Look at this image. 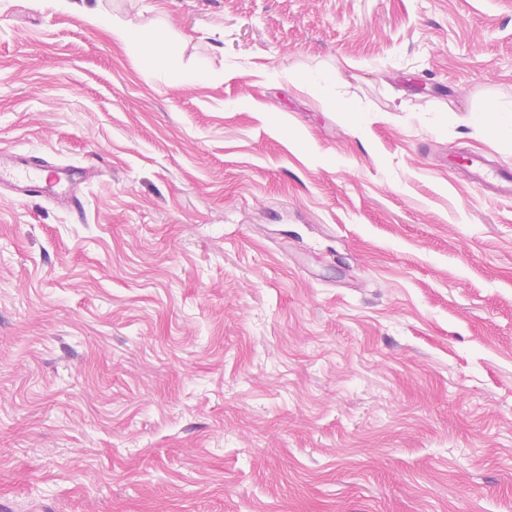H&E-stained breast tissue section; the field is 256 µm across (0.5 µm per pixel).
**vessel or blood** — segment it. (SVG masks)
I'll use <instances>...</instances> for the list:
<instances>
[{"instance_id":"obj_1","label":"vessel or blood","mask_w":512,"mask_h":512,"mask_svg":"<svg viewBox=\"0 0 512 512\" xmlns=\"http://www.w3.org/2000/svg\"><path fill=\"white\" fill-rule=\"evenodd\" d=\"M465 163L477 189L512 197V168L490 166L477 155L466 156ZM99 174V169L90 165L58 164L47 156L22 151L0 152V187L12 189L20 199L53 198L72 210L80 204V187Z\"/></svg>"}]
</instances>
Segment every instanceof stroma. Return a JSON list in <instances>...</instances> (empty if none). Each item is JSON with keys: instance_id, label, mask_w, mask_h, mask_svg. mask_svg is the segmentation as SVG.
Listing matches in <instances>:
<instances>
[{"instance_id": "stroma-1", "label": "stroma", "mask_w": 512, "mask_h": 512, "mask_svg": "<svg viewBox=\"0 0 512 512\" xmlns=\"http://www.w3.org/2000/svg\"><path fill=\"white\" fill-rule=\"evenodd\" d=\"M98 2L176 55L0 0V151L103 171L0 195V512H512V0ZM512 103L496 106L487 112L473 113L472 121L474 125L483 131L497 132L506 121L510 128L512 126ZM470 183L482 192L497 197H512V168L489 166L485 159L477 155L465 157Z\"/></svg>"}]
</instances>
